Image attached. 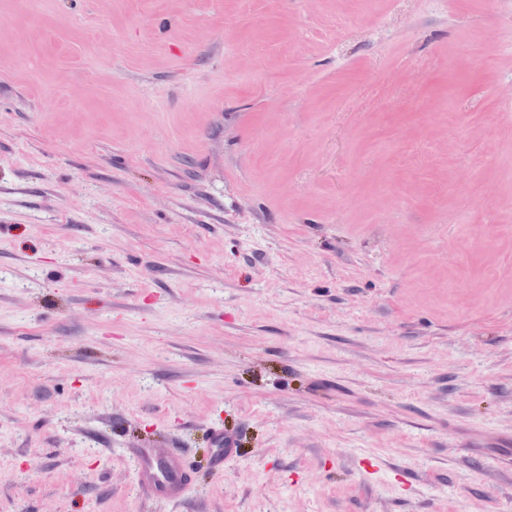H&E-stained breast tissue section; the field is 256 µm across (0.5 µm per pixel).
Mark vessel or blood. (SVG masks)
<instances>
[{
	"label": "vessel or blood",
	"mask_w": 512,
	"mask_h": 512,
	"mask_svg": "<svg viewBox=\"0 0 512 512\" xmlns=\"http://www.w3.org/2000/svg\"><path fill=\"white\" fill-rule=\"evenodd\" d=\"M213 451L210 466L220 473L235 450L224 439V429L211 428ZM130 456L137 465V485L148 499L177 504L189 494L192 486V466L185 451L179 448H133Z\"/></svg>",
	"instance_id": "vessel-or-blood-1"
}]
</instances>
